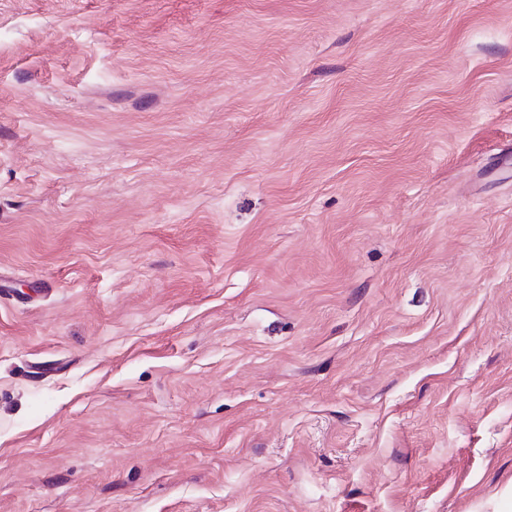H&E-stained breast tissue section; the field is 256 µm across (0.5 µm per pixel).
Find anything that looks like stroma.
Instances as JSON below:
<instances>
[{
  "label": "stroma",
  "instance_id": "1",
  "mask_svg": "<svg viewBox=\"0 0 512 512\" xmlns=\"http://www.w3.org/2000/svg\"><path fill=\"white\" fill-rule=\"evenodd\" d=\"M512 501V0H0V512Z\"/></svg>",
  "mask_w": 512,
  "mask_h": 512
}]
</instances>
